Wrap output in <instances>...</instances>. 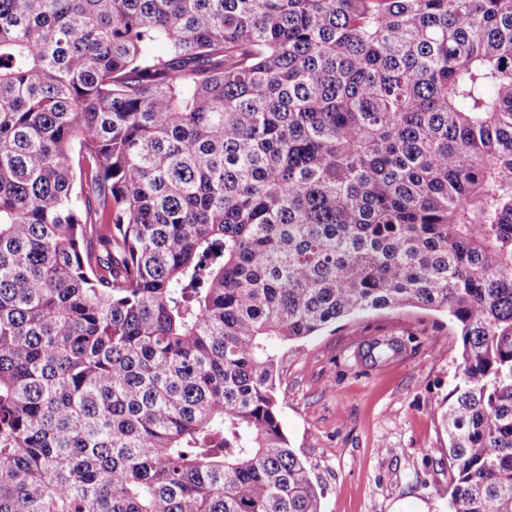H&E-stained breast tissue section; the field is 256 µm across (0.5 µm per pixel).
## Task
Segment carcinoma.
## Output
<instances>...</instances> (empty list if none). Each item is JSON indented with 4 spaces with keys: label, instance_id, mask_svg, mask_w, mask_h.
Returning a JSON list of instances; mask_svg holds the SVG:
<instances>
[{
    "label": "carcinoma",
    "instance_id": "carcinoma-1",
    "mask_svg": "<svg viewBox=\"0 0 512 512\" xmlns=\"http://www.w3.org/2000/svg\"><path fill=\"white\" fill-rule=\"evenodd\" d=\"M408 306L512 512V0H0V512H321L271 341Z\"/></svg>",
    "mask_w": 512,
    "mask_h": 512
}]
</instances>
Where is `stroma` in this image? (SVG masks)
Instances as JSON below:
<instances>
[{"label": "stroma", "instance_id": "stroma-1", "mask_svg": "<svg viewBox=\"0 0 512 512\" xmlns=\"http://www.w3.org/2000/svg\"><path fill=\"white\" fill-rule=\"evenodd\" d=\"M377 340L400 349L372 360ZM459 348L447 315L418 307L343 319L278 344L281 423L322 489L321 512H448L438 409Z\"/></svg>", "mask_w": 512, "mask_h": 512}]
</instances>
